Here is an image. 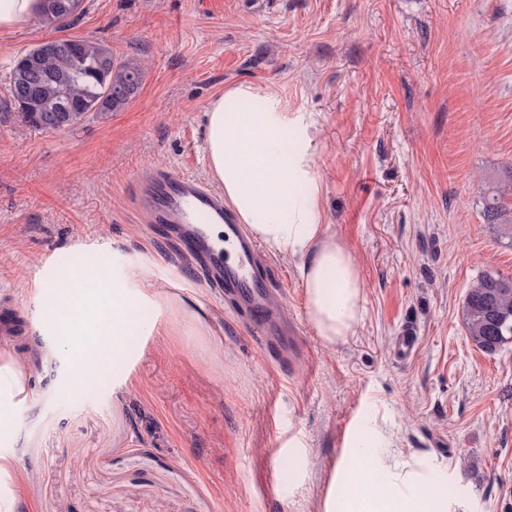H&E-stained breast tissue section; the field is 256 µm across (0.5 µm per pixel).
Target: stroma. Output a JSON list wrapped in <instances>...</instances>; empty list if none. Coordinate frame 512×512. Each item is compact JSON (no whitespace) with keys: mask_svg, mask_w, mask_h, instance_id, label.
<instances>
[{"mask_svg":"<svg viewBox=\"0 0 512 512\" xmlns=\"http://www.w3.org/2000/svg\"><path fill=\"white\" fill-rule=\"evenodd\" d=\"M79 37L138 63L137 95L54 133L19 122L18 55ZM234 82L314 123L328 232L363 281L336 345L287 255L265 249L291 327L281 357L136 205L156 171L207 178L205 110ZM510 170L512 0H82L66 26L0 35V318L22 327L8 342L30 390L7 449L34 512H320L370 428L439 476L451 512H512V342L483 353L462 313L484 271L512 276L483 216ZM86 249L145 272L155 330L76 387L32 296L47 260Z\"/></svg>","mask_w":512,"mask_h":512,"instance_id":"stroma-1","label":"stroma"}]
</instances>
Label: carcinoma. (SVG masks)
I'll use <instances>...</instances> for the list:
<instances>
[{"instance_id":"cac0c4a2","label":"carcinoma","mask_w":512,"mask_h":512,"mask_svg":"<svg viewBox=\"0 0 512 512\" xmlns=\"http://www.w3.org/2000/svg\"><path fill=\"white\" fill-rule=\"evenodd\" d=\"M80 0H44L39 20L63 25L77 13ZM142 82L141 66L117 62L105 45L88 38H60L21 54L10 73L8 87L16 117L40 129L53 119L66 129L77 126L89 113L106 116L126 105ZM33 87L21 101L19 89ZM507 187L485 198L484 217L497 235L512 245V210L504 203ZM467 334L481 351L493 354L512 342V276L486 271L467 294L463 306Z\"/></svg>"}]
</instances>
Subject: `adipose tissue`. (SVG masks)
<instances>
[{"instance_id": "adipose-tissue-1", "label": "adipose tissue", "mask_w": 512, "mask_h": 512, "mask_svg": "<svg viewBox=\"0 0 512 512\" xmlns=\"http://www.w3.org/2000/svg\"><path fill=\"white\" fill-rule=\"evenodd\" d=\"M205 115L208 173L226 207L254 237L293 260L324 341L350 335L360 321L363 283L350 251L323 222L306 114L288 111L278 94L242 82L226 86ZM143 281L141 273L97 262L40 278L35 300L52 305L43 325L59 335L76 379L100 373L101 339L116 345L149 333L135 318L147 299ZM28 382L13 351L0 342L1 440L10 434L5 417L26 395ZM323 512H448V499L436 493L426 472L391 463L360 436L334 474Z\"/></svg>"}]
</instances>
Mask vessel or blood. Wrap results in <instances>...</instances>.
Listing matches in <instances>:
<instances>
[{
  "label": "vessel or blood",
  "instance_id": "vessel-or-blood-1",
  "mask_svg": "<svg viewBox=\"0 0 512 512\" xmlns=\"http://www.w3.org/2000/svg\"><path fill=\"white\" fill-rule=\"evenodd\" d=\"M143 203L155 220L178 225L184 251L205 256V273L217 275L219 287L244 316L265 324L276 318L271 277L257 272L259 244L225 213L219 194L194 177L161 173L151 180ZM213 224L223 225L231 251L210 242L207 230Z\"/></svg>",
  "mask_w": 512,
  "mask_h": 512
}]
</instances>
